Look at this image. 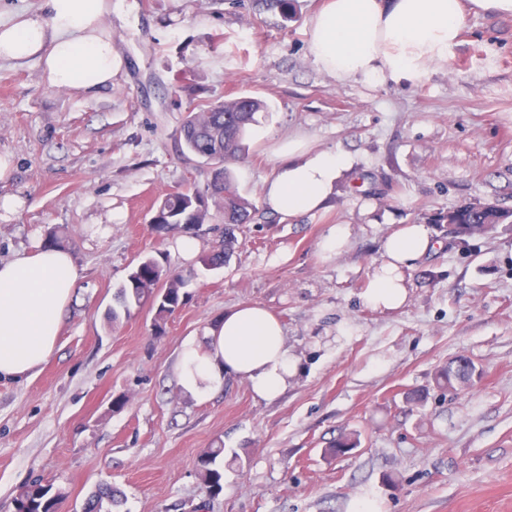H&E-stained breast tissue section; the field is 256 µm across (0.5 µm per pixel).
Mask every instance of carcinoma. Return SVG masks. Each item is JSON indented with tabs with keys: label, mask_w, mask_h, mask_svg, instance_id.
<instances>
[{
	"label": "carcinoma",
	"mask_w": 512,
	"mask_h": 512,
	"mask_svg": "<svg viewBox=\"0 0 512 512\" xmlns=\"http://www.w3.org/2000/svg\"><path fill=\"white\" fill-rule=\"evenodd\" d=\"M270 110L267 101L250 95L216 100L189 111L179 130V138L188 154L208 158L218 164V168L206 190L190 188L165 196L156 206L150 224L158 232L170 226L189 231L210 220L209 202H214L224 213V244L201 256V262L212 269L229 264L238 242L237 233L243 225L251 223L256 212V205L239 191L230 165L245 154V140L257 123V115ZM445 218L454 225L456 237L465 240L488 235L499 225L511 223L512 213L484 209L470 202L448 210ZM190 279L187 273L166 269L155 259L144 258L118 289V308L112 309L111 318L116 320L122 313L129 317L149 302L155 310V323L163 322L185 304ZM475 376V365L460 356L438 372L437 385L457 391L467 387ZM357 445V437L342 435L328 448V453L343 456L347 449ZM223 454L222 447L209 448L198 461L201 480L211 492L222 488V474L216 468V461ZM45 483V479L36 478L22 487L14 498L15 512H55L59 495L47 490ZM120 503L117 490L102 485L88 499L83 512H112Z\"/></svg>",
	"instance_id": "1"
}]
</instances>
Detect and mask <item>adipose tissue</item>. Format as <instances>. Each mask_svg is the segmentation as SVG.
<instances>
[{"label": "adipose tissue", "instance_id": "1", "mask_svg": "<svg viewBox=\"0 0 512 512\" xmlns=\"http://www.w3.org/2000/svg\"><path fill=\"white\" fill-rule=\"evenodd\" d=\"M110 0H41L36 11L0 18V60L37 62L52 87L91 100L112 85L118 48L102 25ZM512 15V0H327L307 22L310 52L328 75L343 82L382 78L418 82L446 58L466 12ZM283 159L263 186L267 208L282 217L324 208L349 161L338 152L285 141ZM434 246L423 224H403L384 242L364 298L393 311L408 298L405 273ZM80 271L70 253L43 248L0 263V379L30 377L57 345L61 318ZM296 364L280 321L256 304H240L211 324L199 346L180 360L184 389L204 395L225 379L247 382L264 400L287 387Z\"/></svg>", "mask_w": 512, "mask_h": 512}]
</instances>
